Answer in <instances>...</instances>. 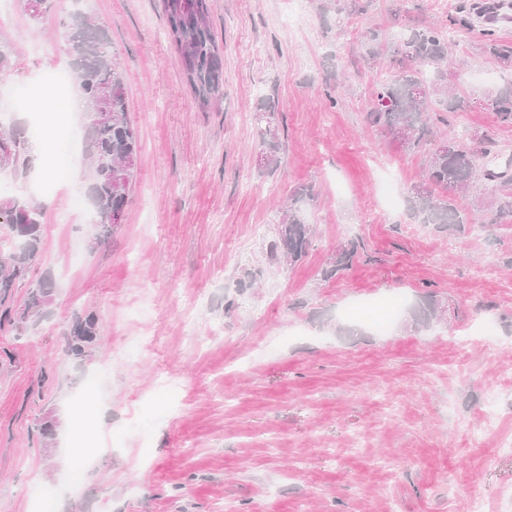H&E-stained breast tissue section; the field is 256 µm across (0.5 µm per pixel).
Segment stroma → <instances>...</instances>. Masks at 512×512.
I'll use <instances>...</instances> for the list:
<instances>
[{
    "instance_id": "35a3bbf8",
    "label": "stroma",
    "mask_w": 512,
    "mask_h": 512,
    "mask_svg": "<svg viewBox=\"0 0 512 512\" xmlns=\"http://www.w3.org/2000/svg\"><path fill=\"white\" fill-rule=\"evenodd\" d=\"M288 2L210 0L224 95L203 107L161 0H55L36 27L0 0V36L17 48L0 111L47 140L40 168L82 124L29 110L39 80L67 66L58 26L80 9L109 32L141 143L104 244L70 207L82 179L48 195L26 177L5 187L41 204L44 224L31 279L6 302L27 319L0 326V512H37L45 494L52 512H469L474 494L512 512V454L480 433L492 396L512 434V224L454 235L414 222L425 156L363 120L407 30L455 29L446 82L467 106L439 113L431 142H464L482 169L512 174V124L488 105L512 64L484 53L481 24L453 27L429 0H369L362 13L302 0L292 28L278 21ZM265 115L274 169L260 160ZM301 186L311 244L290 264L270 247L280 201ZM353 241L360 260L327 276ZM42 279L50 301L34 308ZM89 313L97 334L77 356L70 331ZM485 317L495 341L459 348ZM87 398L108 419L75 481L72 409ZM265 128H260L258 132L259 146L261 153L264 154L266 164L269 167H277L278 152L280 150V142L270 128V121H266Z\"/></svg>"
}]
</instances>
